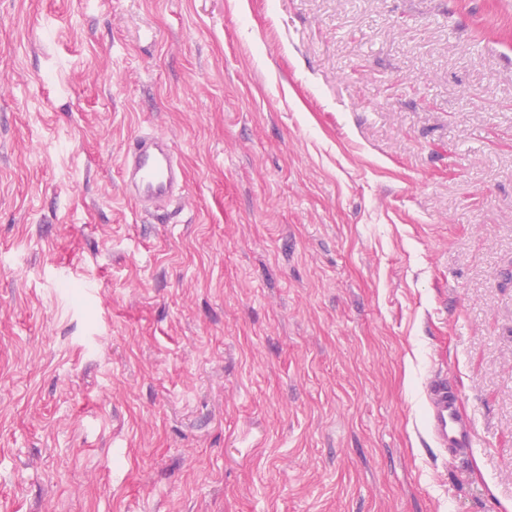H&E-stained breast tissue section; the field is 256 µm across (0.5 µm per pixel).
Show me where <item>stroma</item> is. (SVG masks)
I'll return each instance as SVG.
<instances>
[{"label": "stroma", "instance_id": "35a3bbf8", "mask_svg": "<svg viewBox=\"0 0 512 512\" xmlns=\"http://www.w3.org/2000/svg\"><path fill=\"white\" fill-rule=\"evenodd\" d=\"M0 512H512V0H0ZM121 175L128 196L146 210H159L182 200V166L164 135L143 133L135 137L123 155ZM428 425L438 445L456 456L474 444V431L457 408V399L448 380L434 375L426 385Z\"/></svg>", "mask_w": 512, "mask_h": 512}]
</instances>
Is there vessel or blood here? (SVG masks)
I'll list each match as a JSON object with an SVG mask.
<instances>
[{"mask_svg": "<svg viewBox=\"0 0 512 512\" xmlns=\"http://www.w3.org/2000/svg\"><path fill=\"white\" fill-rule=\"evenodd\" d=\"M121 175L126 193L146 210L181 202L184 192L182 166L169 139L143 133L128 145ZM428 425L438 445L449 455H458L474 444V431L457 408V399L446 378L432 376L426 385Z\"/></svg>", "mask_w": 512, "mask_h": 512, "instance_id": "obj_1", "label": "vessel or blood"}]
</instances>
